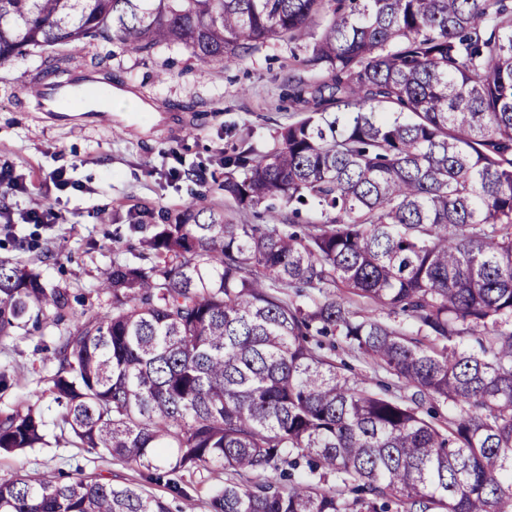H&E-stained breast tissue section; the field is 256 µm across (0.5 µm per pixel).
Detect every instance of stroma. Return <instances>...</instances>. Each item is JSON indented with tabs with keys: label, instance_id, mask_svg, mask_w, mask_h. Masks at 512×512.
<instances>
[{
	"label": "stroma",
	"instance_id": "stroma-1",
	"mask_svg": "<svg viewBox=\"0 0 512 512\" xmlns=\"http://www.w3.org/2000/svg\"><path fill=\"white\" fill-rule=\"evenodd\" d=\"M305 54V44L273 39L227 68L203 63L180 45L134 52L99 37L77 48H35L0 65V165L23 174L27 185L19 196L0 190V262L39 271L74 298L61 326L0 341V374L7 377L0 384V417L27 403L55 416L49 377L64 327L81 313L109 310L110 294L96 287L100 271L113 260L130 259V246L151 234L159 211L177 209L201 193L205 204L223 208L234 223H269L265 209L242 210L225 197L224 154L242 142L266 152L278 128L299 119L297 106L286 99L289 86L320 79L300 66ZM89 68L100 82L132 89L136 99L153 106L154 119L124 133L79 112L59 121L35 109L28 85ZM59 169L70 187L51 181ZM36 207L51 210L54 222H29L27 212ZM142 208L148 211L144 224L131 230L128 213ZM23 466L64 482L94 472L106 482L145 486L171 512H209L210 497L225 478L219 467L180 473L175 492L147 483L145 470L91 448L53 442L0 453V475Z\"/></svg>",
	"mask_w": 512,
	"mask_h": 512
}]
</instances>
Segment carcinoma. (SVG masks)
Returning a JSON list of instances; mask_svg holds the SVG:
<instances>
[{
    "mask_svg": "<svg viewBox=\"0 0 512 512\" xmlns=\"http://www.w3.org/2000/svg\"><path fill=\"white\" fill-rule=\"evenodd\" d=\"M99 35L226 66L313 39L301 63L326 80L295 87L305 116L280 145L224 155V193L326 220L160 211L100 277L112 310L55 352L69 443L175 490L167 476L219 464L231 478L210 512H512V0H0V64ZM69 307L67 289L0 263V341ZM327 336L410 398L345 375ZM47 437L34 404L0 419L1 452ZM0 512L169 510L93 472L22 467L0 477Z\"/></svg>",
    "mask_w": 512,
    "mask_h": 512,
    "instance_id": "1",
    "label": "carcinoma"
}]
</instances>
